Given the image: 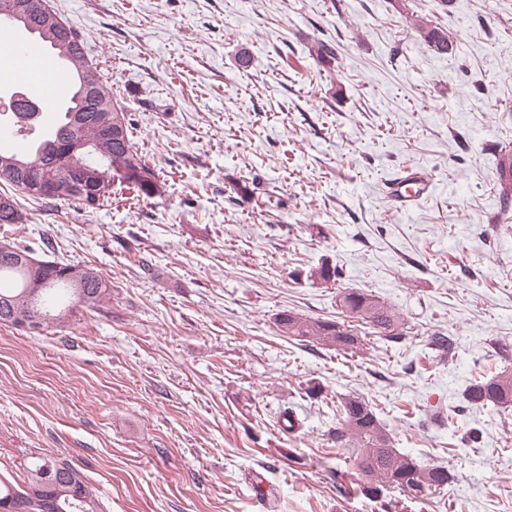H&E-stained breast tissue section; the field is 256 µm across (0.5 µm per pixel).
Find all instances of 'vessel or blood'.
<instances>
[{"instance_id":"b4317fda","label":"vessel or blood","mask_w":512,"mask_h":512,"mask_svg":"<svg viewBox=\"0 0 512 512\" xmlns=\"http://www.w3.org/2000/svg\"><path fill=\"white\" fill-rule=\"evenodd\" d=\"M0 55L19 57L20 64L10 72L11 83L29 85L43 84L48 98L55 107L66 106L73 94L72 70L69 62L52 56L33 43L21 42L16 27L5 18H0ZM432 190L429 180L420 172L408 169L390 182L387 196L400 210L411 211L419 200Z\"/></svg>"}]
</instances>
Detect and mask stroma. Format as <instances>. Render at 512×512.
<instances>
[{
    "instance_id": "35a3bbf8",
    "label": "stroma",
    "mask_w": 512,
    "mask_h": 512,
    "mask_svg": "<svg viewBox=\"0 0 512 512\" xmlns=\"http://www.w3.org/2000/svg\"><path fill=\"white\" fill-rule=\"evenodd\" d=\"M46 3L84 36L165 192L23 198L21 223L0 224V243L110 284L43 333L0 324V474L68 459L100 512H512V405L464 396L512 366L495 171L512 149V0ZM413 14L452 54L419 41ZM407 168L433 190L405 214L386 185ZM325 264L336 283L313 279ZM347 289L395 310L402 339L344 354L279 332L283 312L337 319ZM438 332L451 355L430 348ZM349 395L453 480L362 495L333 437ZM419 40L431 51L438 55L448 54L452 51V43L448 40V33L433 20L417 16L413 19Z\"/></svg>"
}]
</instances>
